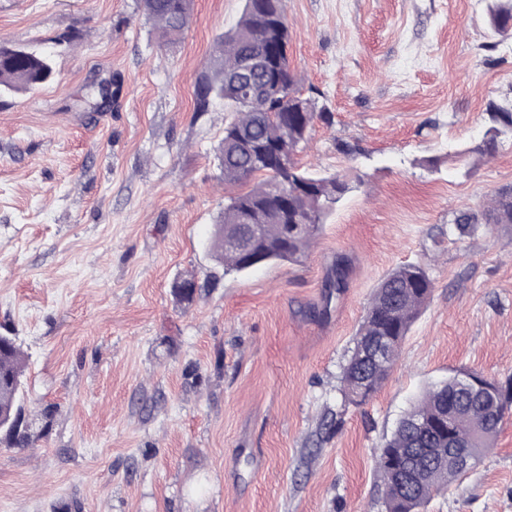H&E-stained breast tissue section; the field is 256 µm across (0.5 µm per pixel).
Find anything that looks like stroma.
<instances>
[{
    "label": "stroma",
    "mask_w": 512,
    "mask_h": 512,
    "mask_svg": "<svg viewBox=\"0 0 512 512\" xmlns=\"http://www.w3.org/2000/svg\"><path fill=\"white\" fill-rule=\"evenodd\" d=\"M489 3L287 0L291 66L332 114L298 162L352 190L299 261L227 272L211 238L236 192L217 159L232 112L196 111L195 89L244 0H194L173 45L139 0H0V43L56 72L0 98V334L26 356L37 436L0 444V512H383L372 451L410 403L457 370L512 376V224H453L512 186L510 140L459 162L488 103L512 97ZM341 255L348 286L329 301ZM407 263L431 299L354 405V336ZM189 276L187 304L173 287ZM426 512H512V410Z\"/></svg>",
    "instance_id": "1"
}]
</instances>
